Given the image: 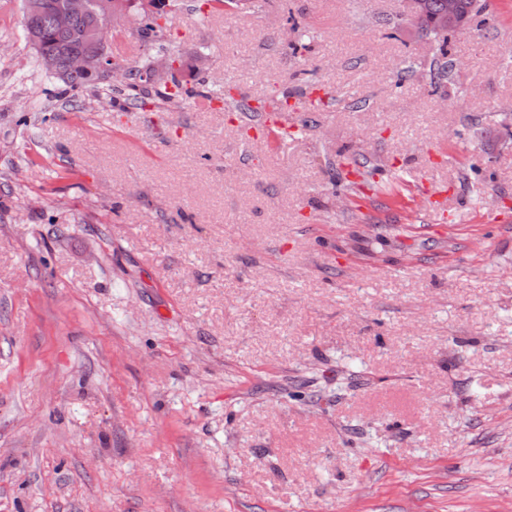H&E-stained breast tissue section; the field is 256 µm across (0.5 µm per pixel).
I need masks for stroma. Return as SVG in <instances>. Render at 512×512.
Masks as SVG:
<instances>
[{
    "instance_id": "1",
    "label": "stroma",
    "mask_w": 512,
    "mask_h": 512,
    "mask_svg": "<svg viewBox=\"0 0 512 512\" xmlns=\"http://www.w3.org/2000/svg\"><path fill=\"white\" fill-rule=\"evenodd\" d=\"M487 4L443 41L404 0H168L160 43L118 40L260 112L289 92L279 147L220 101L50 96L0 0V512H512V0Z\"/></svg>"
}]
</instances>
